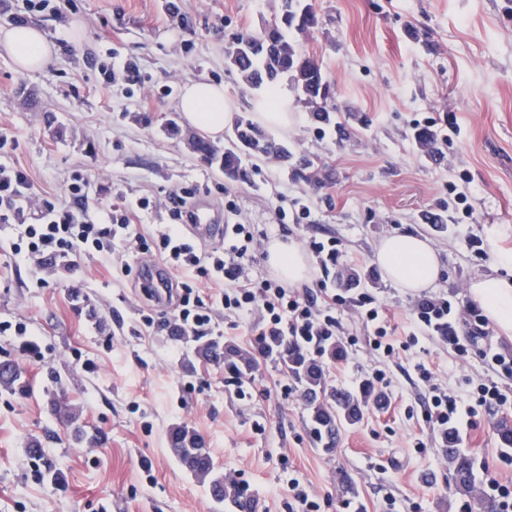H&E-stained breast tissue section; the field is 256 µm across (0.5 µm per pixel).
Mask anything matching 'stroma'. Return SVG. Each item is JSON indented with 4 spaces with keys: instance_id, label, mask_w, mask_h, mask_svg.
<instances>
[{
    "instance_id": "stroma-1",
    "label": "stroma",
    "mask_w": 512,
    "mask_h": 512,
    "mask_svg": "<svg viewBox=\"0 0 512 512\" xmlns=\"http://www.w3.org/2000/svg\"><path fill=\"white\" fill-rule=\"evenodd\" d=\"M68 21L42 13L31 22L56 47L43 72H23L0 48V133L14 139L11 161L29 172L39 194L62 197L74 171L98 192L102 209L146 197L138 229L168 221L170 192L192 184L215 209L234 201L233 222L252 225L260 239L241 284L268 278L266 245L274 238L306 245L308 237L340 240V266L366 277V288L394 330L393 358L374 351L370 330L350 306L336 312L345 356L325 361L327 386L352 388L385 370L383 407L341 428L333 448L314 431L300 383L275 360H261L243 382L223 365L194 354L193 343L144 330L143 298L134 276L119 270L139 257L116 248L112 264L95 253L76 259L67 282L13 254L14 234L0 226V322L22 323L28 337L0 334V362L20 363L25 395L0 392V512H233L217 508L205 482L185 472L168 443L173 426L188 425L205 440L216 467L250 486L256 512H287L288 483L317 496L320 512H484L485 480H512V457L496 430L508 412H483L458 438L479 475L458 488L444 444L425 416L429 384L466 395L490 372L486 347L512 350V334L491 327L477 348L454 360L447 343L407 346L415 295L384 278L376 242L389 234L428 237L442 274L428 296L466 302L476 277L512 278V0H305L317 24L300 36L322 69L350 136L317 123L291 83L280 82L288 131L272 136L295 159L325 170L307 183L274 161L244 158L248 181L225 179L218 165L192 148L199 129L176 105L184 85H223L234 115L259 111L261 90L246 88L225 62L241 33L279 19L282 0H181L175 30L166 0H72ZM134 61L138 84L105 88L101 63ZM455 113L465 136L443 160L422 157L409 134L415 122H443ZM467 172L473 190L470 223L438 231L425 223L448 200V180ZM310 201L315 221L276 230L280 210ZM269 238H262V231ZM481 236L489 257L476 258L465 240ZM80 287L72 298L67 283ZM214 337L251 349L258 313L231 325L215 308ZM431 373L423 383L416 370ZM98 435L75 445L73 427ZM45 453L27 454L30 438ZM63 482H52L53 473Z\"/></svg>"
}]
</instances>
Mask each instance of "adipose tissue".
Instances as JSON below:
<instances>
[{"label": "adipose tissue", "instance_id": "1", "mask_svg": "<svg viewBox=\"0 0 512 512\" xmlns=\"http://www.w3.org/2000/svg\"><path fill=\"white\" fill-rule=\"evenodd\" d=\"M0 46L19 70L28 72L46 70L55 54L42 30L29 24L0 30ZM178 108L189 125L213 138L220 137L231 120L224 110L223 86L206 81L186 84ZM266 252L267 263L280 280L291 285L309 280V258L299 245L274 240L268 243ZM374 257L385 277L409 292L429 287L441 274L437 252L422 235L385 236ZM470 293L501 331L512 333V279L480 277L472 282Z\"/></svg>", "mask_w": 512, "mask_h": 512}]
</instances>
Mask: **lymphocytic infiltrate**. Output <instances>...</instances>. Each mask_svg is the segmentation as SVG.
<instances>
[{"label":"lymphocytic infiltrate","instance_id":"f902f5d3","mask_svg":"<svg viewBox=\"0 0 512 512\" xmlns=\"http://www.w3.org/2000/svg\"><path fill=\"white\" fill-rule=\"evenodd\" d=\"M196 190L180 187L168 197L169 223L156 225L142 234L137 225L150 206L147 198L115 207L98 219H91L94 192L83 173H75L60 200L39 198L27 171L9 161L0 162V224L19 226V241L35 263L57 274L70 273L78 255L111 252L113 243L128 251L154 253L168 270L174 303L172 318L154 320L145 313V326L161 325L171 336H209L213 333V306H221L230 318L260 312L263 330L294 337L309 353L323 348L341 335L343 327L337 308L356 307L373 332L372 345L385 357L393 356L388 319L376 298L364 288H337L334 269L341 256L336 238H312L308 243L320 271L316 290H297L278 280L266 278L253 286L234 287L245 260L251 256L254 234L248 225L228 224L224 237L210 249H202L185 232L190 221V204ZM195 273L208 285L209 294L187 283ZM489 319L472 302L446 298L418 299L410 321L409 342L440 336L447 340L454 356L468 357L475 338L488 335ZM491 367L490 378L474 385L469 399L431 387L425 414L440 433L459 432L472 426L479 411L512 408V352L488 349L482 353Z\"/></svg>","mask_w":512,"mask_h":512}]
</instances>
